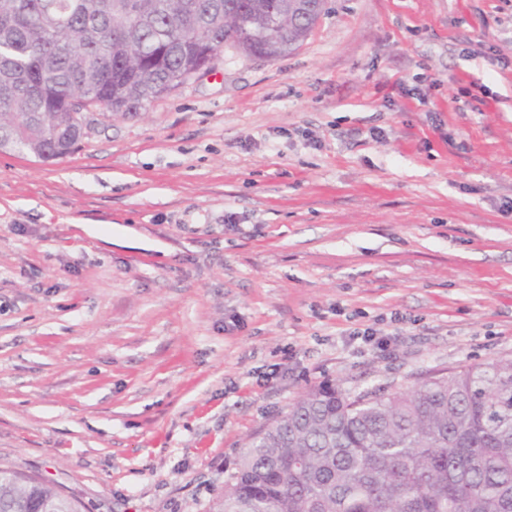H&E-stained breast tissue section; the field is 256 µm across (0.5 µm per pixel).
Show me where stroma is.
I'll use <instances>...</instances> for the list:
<instances>
[{"label":"stroma","mask_w":512,"mask_h":512,"mask_svg":"<svg viewBox=\"0 0 512 512\" xmlns=\"http://www.w3.org/2000/svg\"><path fill=\"white\" fill-rule=\"evenodd\" d=\"M326 8L63 158L0 152V468L204 512L309 387L512 356V0Z\"/></svg>","instance_id":"stroma-1"}]
</instances>
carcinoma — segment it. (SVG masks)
I'll return each instance as SVG.
<instances>
[{
  "instance_id": "obj_1",
  "label": "carcinoma",
  "mask_w": 512,
  "mask_h": 512,
  "mask_svg": "<svg viewBox=\"0 0 512 512\" xmlns=\"http://www.w3.org/2000/svg\"><path fill=\"white\" fill-rule=\"evenodd\" d=\"M290 2L0 0V151L68 154L85 112L136 113L226 46L288 55L317 22L295 25ZM0 512L78 510L1 469ZM206 512H512V358L407 391L308 388L249 436Z\"/></svg>"
}]
</instances>
